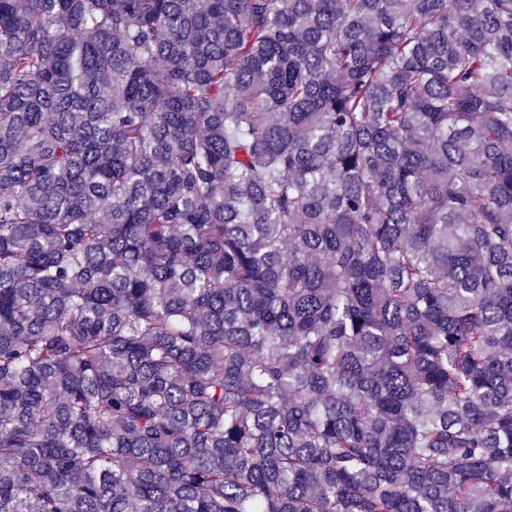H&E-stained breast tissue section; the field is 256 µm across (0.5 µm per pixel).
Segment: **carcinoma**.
<instances>
[{
    "instance_id": "cac0c4a2",
    "label": "carcinoma",
    "mask_w": 512,
    "mask_h": 512,
    "mask_svg": "<svg viewBox=\"0 0 512 512\" xmlns=\"http://www.w3.org/2000/svg\"><path fill=\"white\" fill-rule=\"evenodd\" d=\"M512 0H0V512H509Z\"/></svg>"
}]
</instances>
